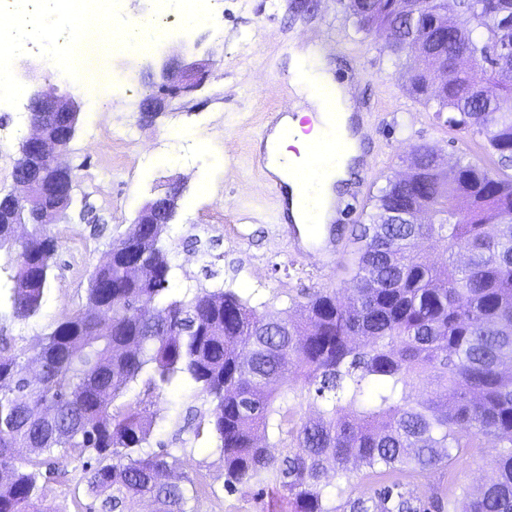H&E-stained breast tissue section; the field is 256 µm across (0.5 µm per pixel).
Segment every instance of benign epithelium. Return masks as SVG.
<instances>
[{"label": "benign epithelium", "instance_id": "obj_1", "mask_svg": "<svg viewBox=\"0 0 512 512\" xmlns=\"http://www.w3.org/2000/svg\"><path fill=\"white\" fill-rule=\"evenodd\" d=\"M159 66L162 94L143 103L148 116L158 114L176 98H186L202 88L213 77L208 59L183 62L177 57L145 55L137 65L126 64L123 69L134 75ZM28 110L33 116V134L27 138V151L17 161L13 180L15 188L7 196L9 210H28V224H54L62 209L71 201L72 171L58 162L62 143L73 138L78 106L68 96L59 95L50 86L32 94ZM179 189L145 204L134 220L136 224H169L177 213Z\"/></svg>", "mask_w": 512, "mask_h": 512}]
</instances>
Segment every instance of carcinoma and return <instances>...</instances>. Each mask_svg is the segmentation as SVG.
Segmentation results:
<instances>
[{
  "instance_id": "1",
  "label": "carcinoma",
  "mask_w": 512,
  "mask_h": 512,
  "mask_svg": "<svg viewBox=\"0 0 512 512\" xmlns=\"http://www.w3.org/2000/svg\"><path fill=\"white\" fill-rule=\"evenodd\" d=\"M441 0H348L357 29L387 33L383 50L413 57L407 92L446 123L482 136L512 168V0H460L433 26ZM413 173L388 182L360 227L345 295L317 290L288 311H260L232 289L170 296L167 250L153 224L118 240L149 268L124 276L123 252L97 267L85 307L33 347L0 341V512L40 508L45 483L69 481L65 466L16 465L36 456L88 455L86 512H193L200 487L168 448L150 449L152 420L137 402L114 406L132 384L162 395L194 387L211 405L209 425L224 484L278 496L286 512H512V175L461 160L444 173L437 154L414 148ZM434 205L431 224L416 214ZM439 241L448 259L420 255ZM13 276L12 313L36 316L56 244L46 225L22 241L0 223ZM432 389L417 393L421 382ZM308 394L314 417L295 411ZM488 438L500 447L494 476L473 496L455 462ZM336 484L326 483L328 473ZM439 473L428 491L422 480ZM352 486L355 496L346 495Z\"/></svg>"
}]
</instances>
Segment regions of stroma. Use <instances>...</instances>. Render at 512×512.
Here are the masks:
<instances>
[{"label": "stroma", "instance_id": "1", "mask_svg": "<svg viewBox=\"0 0 512 512\" xmlns=\"http://www.w3.org/2000/svg\"><path fill=\"white\" fill-rule=\"evenodd\" d=\"M224 30L214 36L204 22L189 32L172 25L165 53L187 59L208 57L216 76L192 97L177 99L155 119L142 116L146 94L155 91L159 74L126 80L122 71L103 91L100 108L82 105L76 135L62 159L74 175V203L68 216L47 227L58 241L49 290L38 316L26 322L11 317L15 273L0 251V335L15 350L30 348L49 328L86 303L89 276L102 264L150 199L181 188L175 220L165 245L173 266L172 294L181 297L197 287L233 289L250 305L280 312L319 288L351 287L349 263L353 231L374 214V198L388 179L403 172V160L417 145L438 150L447 161L477 158L490 169L498 160L488 154L481 136L449 128L435 117V104H423L404 90L410 58L393 63L379 41L357 31L343 0H312L296 11L291 0H222ZM321 42L330 62L357 76L355 96L363 123L362 147L367 168L347 191L349 211L334 234L332 254L294 256L272 192L254 166L251 138L266 113L290 111L298 97L289 83L288 45L295 40ZM31 59L38 79L27 82L22 98L0 97V193L13 190L18 146L29 136L27 96L36 86L78 97L79 73L54 74L39 54ZM118 129L126 144L110 147L105 137L89 138L92 124ZM123 402L140 401L154 425L151 442L174 448L181 469L203 491L194 512H261L254 488L224 485V462L210 434L195 426L208 402L189 386L160 397L134 386ZM70 479L47 482L46 500L56 512H77L86 501L83 461L66 458Z\"/></svg>", "mask_w": 512, "mask_h": 512}]
</instances>
